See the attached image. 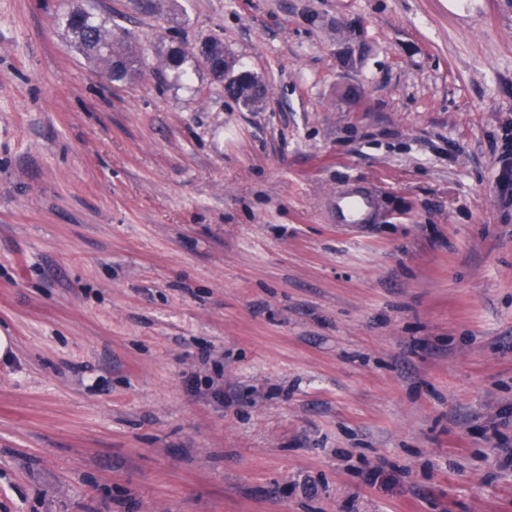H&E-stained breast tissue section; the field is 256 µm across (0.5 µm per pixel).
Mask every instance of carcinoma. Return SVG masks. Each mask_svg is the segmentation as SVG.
I'll return each instance as SVG.
<instances>
[{"mask_svg":"<svg viewBox=\"0 0 512 512\" xmlns=\"http://www.w3.org/2000/svg\"><path fill=\"white\" fill-rule=\"evenodd\" d=\"M159 12L175 17L180 15L177 0H147L143 13ZM56 25L70 47L103 68L111 81L125 83L141 72V58L131 49L129 37L118 34L119 25L112 22V18L77 7L58 15ZM206 45L208 52L201 54L185 48L167 47L161 57L163 70L176 82L187 80L193 71L207 66V59L213 57L223 63L222 69L211 72V76L224 94L249 110L257 109L259 97L254 89L262 81L252 72L245 73V69L224 50L221 40L210 39Z\"/></svg>","mask_w":512,"mask_h":512,"instance_id":"obj_1","label":"carcinoma"}]
</instances>
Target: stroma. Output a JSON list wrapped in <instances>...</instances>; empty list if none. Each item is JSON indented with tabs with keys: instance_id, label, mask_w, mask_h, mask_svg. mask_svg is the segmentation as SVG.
Returning a JSON list of instances; mask_svg holds the SVG:
<instances>
[{
	"instance_id": "1",
	"label": "stroma",
	"mask_w": 512,
	"mask_h": 512,
	"mask_svg": "<svg viewBox=\"0 0 512 512\" xmlns=\"http://www.w3.org/2000/svg\"><path fill=\"white\" fill-rule=\"evenodd\" d=\"M178 2L0 0V512H512V0ZM56 25L70 47L102 67L112 82L125 83L141 72V58L131 49L128 35L119 36L112 17L77 7L58 15ZM208 46V53H196L185 49H174L170 44L161 57V65L165 72L172 74L174 81L188 80L193 71L201 66L207 69V59L213 57L222 62V69L209 73L214 81L218 82L224 94L235 101L241 103L249 110H255L259 107V97L254 89L262 85L263 82L251 71L245 75L246 71L240 67L236 60L229 56L224 50V43L219 39H210L205 42ZM225 64V66H224ZM378 204L373 191L349 184L330 199V217L334 224L361 227L374 221Z\"/></svg>"
}]
</instances>
